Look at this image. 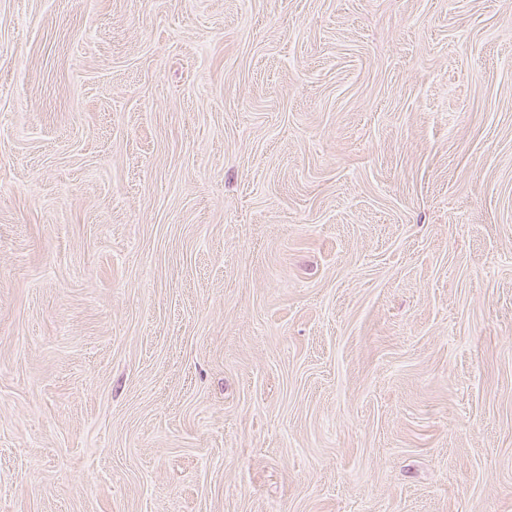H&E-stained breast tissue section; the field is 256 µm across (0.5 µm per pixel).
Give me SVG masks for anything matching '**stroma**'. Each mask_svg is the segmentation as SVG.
Segmentation results:
<instances>
[{
  "label": "stroma",
  "mask_w": 512,
  "mask_h": 512,
  "mask_svg": "<svg viewBox=\"0 0 512 512\" xmlns=\"http://www.w3.org/2000/svg\"><path fill=\"white\" fill-rule=\"evenodd\" d=\"M0 512H512V0H0Z\"/></svg>",
  "instance_id": "stroma-1"
}]
</instances>
